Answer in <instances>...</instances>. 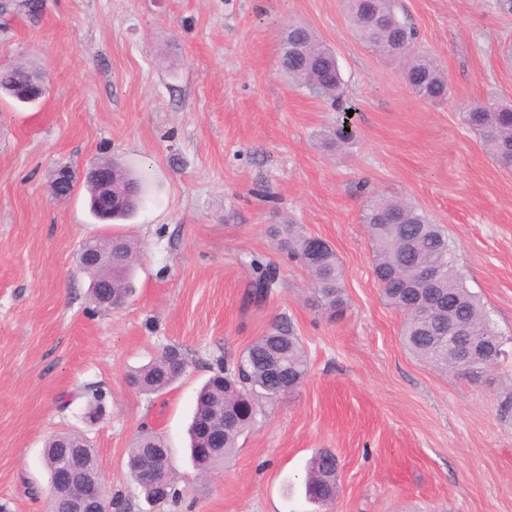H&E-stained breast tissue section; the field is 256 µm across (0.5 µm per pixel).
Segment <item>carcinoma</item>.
Segmentation results:
<instances>
[{"instance_id":"cac0c4a2","label":"carcinoma","mask_w":512,"mask_h":512,"mask_svg":"<svg viewBox=\"0 0 512 512\" xmlns=\"http://www.w3.org/2000/svg\"><path fill=\"white\" fill-rule=\"evenodd\" d=\"M352 28L358 39L386 57H404L405 80L422 99L438 104L448 99V82L444 71L428 56H409L417 39L415 28L397 12L396 0H346ZM282 72L297 86L327 100L344 112V82L333 52L306 25L291 24L285 30L280 52ZM39 72L31 65L0 66V94L19 104L33 103L24 91L26 76ZM463 123L482 139L495 164L512 171V105L489 99L466 107ZM339 121L324 134V144L334 150L354 143L356 133ZM95 163L108 166L116 173L112 185V209L100 207L97 187L87 181L92 215L100 220L126 218L144 202L143 185L133 171L112 158H99ZM361 221L366 225L374 252L373 270L387 303L403 313L401 335L407 348L421 361L441 370H453L471 380L483 376L478 367L485 359L462 356L448 348L441 336L439 309L449 308V315L468 328L469 341L483 348L503 343V337L477 296L466 286L463 273L448 234L433 223L423 210L399 198L371 192L364 205ZM267 233L277 247L297 260L308 272L314 295L320 306L332 316L346 309L344 273L333 247L326 243L315 255L308 252L309 235L288 221L271 224ZM96 246L112 244V302L102 304L97 284L103 274L80 267L90 278V296L95 305L105 310L120 307L133 293V274L140 253L137 242L125 235L92 238ZM427 263L440 267L439 281L425 286L413 281L416 270ZM253 271L250 288L262 296L276 283V269L257 258L249 261ZM280 369L285 392L296 390L304 381L309 364L306 349L299 336L285 323L273 326L257 337L237 358L232 368L223 365L204 383L189 427L190 453L202 474L218 472L224 461L238 448L239 438L247 431L244 424L233 420L240 401L273 397L270 369ZM186 357L176 346H166L147 364L130 376V384L143 392L159 393L170 387L185 371ZM214 418L222 422V447L215 455H204L201 449L211 447L210 437L201 430V422ZM162 437L144 430L136 438L127 457L151 464V448H165ZM73 452L84 465L93 468L97 457L90 441L81 433L70 431L51 436L44 447L43 461L50 475L60 468ZM336 456L328 448L319 449L311 458L305 478L308 500L325 503L338 491ZM145 500L161 510L178 502L172 472H167L164 486L136 483Z\"/></svg>"}]
</instances>
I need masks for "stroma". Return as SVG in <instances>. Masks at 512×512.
<instances>
[{
  "mask_svg": "<svg viewBox=\"0 0 512 512\" xmlns=\"http://www.w3.org/2000/svg\"><path fill=\"white\" fill-rule=\"evenodd\" d=\"M0 65L45 72L36 105L0 100V503L48 512L42 447L78 430L108 487L149 507L128 475L141 429L173 451L182 492L169 512H512V172L462 122L467 104L512 101V15L495 0H398L450 88L417 97L398 62L353 34L344 0H9ZM311 27L336 53L355 144L321 145L336 109L281 75V30ZM109 156L140 169L146 205L119 225L95 219L84 184L53 197L62 165ZM405 198L440 224L468 288L507 338L473 381L420 361L403 315L374 278L360 183ZM327 240L344 269L339 319L311 300L305 268L278 250L282 219ZM122 231L142 247L135 293L101 311L77 266L82 242ZM276 266L259 300L244 255ZM301 337L309 372L260 398L223 469L199 476L187 450L195 393L272 325ZM185 353L163 393L128 383L164 346ZM104 411L86 416L85 393ZM320 448L339 463L335 500H305L297 479Z\"/></svg>",
  "mask_w": 512,
  "mask_h": 512,
  "instance_id": "obj_1",
  "label": "stroma"
}]
</instances>
